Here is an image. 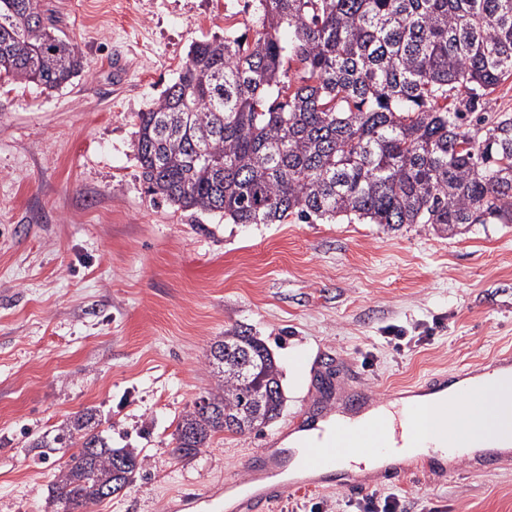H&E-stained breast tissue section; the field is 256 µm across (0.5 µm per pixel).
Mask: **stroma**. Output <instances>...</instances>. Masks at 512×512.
I'll return each instance as SVG.
<instances>
[{
	"label": "stroma",
	"instance_id": "stroma-1",
	"mask_svg": "<svg viewBox=\"0 0 512 512\" xmlns=\"http://www.w3.org/2000/svg\"><path fill=\"white\" fill-rule=\"evenodd\" d=\"M40 5L85 70L52 93L0 75V512H44L62 461L29 444L89 408L113 447L147 457L93 512H189L184 494H224L254 451L292 432L318 366L337 365L342 388L384 394L512 351V224L455 235L344 219L228 224L146 194L138 113L193 42L247 33L253 0ZM235 328L274 355L283 409L262 431L217 435L177 460L176 424L212 384L210 345ZM373 490L403 496L409 512H512V460ZM349 497L291 488L273 512H349Z\"/></svg>",
	"mask_w": 512,
	"mask_h": 512
}]
</instances>
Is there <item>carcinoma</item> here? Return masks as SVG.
Listing matches in <instances>:
<instances>
[{
    "label": "carcinoma",
    "mask_w": 512,
    "mask_h": 512,
    "mask_svg": "<svg viewBox=\"0 0 512 512\" xmlns=\"http://www.w3.org/2000/svg\"><path fill=\"white\" fill-rule=\"evenodd\" d=\"M256 2L253 35L192 45L138 113L150 196L233 224H512V112H484L512 79V0ZM84 68L39 0H0V72L54 91ZM207 363L215 385L174 433L181 459L218 433L262 430L283 405L278 365L251 332H225ZM99 426L90 408L32 441L43 456L76 448L51 512H91L145 468Z\"/></svg>",
    "instance_id": "carcinoma-1"
}]
</instances>
